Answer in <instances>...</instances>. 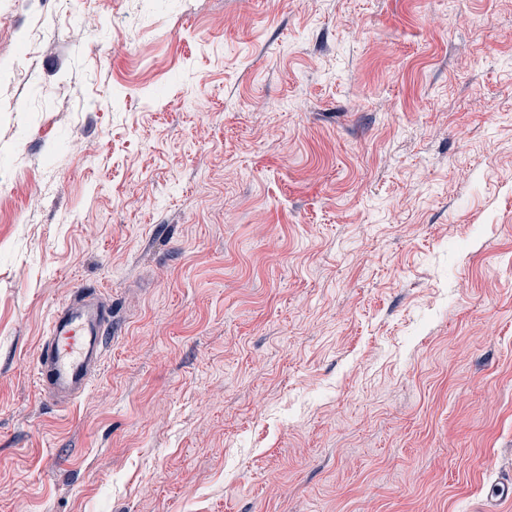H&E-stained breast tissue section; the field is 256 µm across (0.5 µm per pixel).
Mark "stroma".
Masks as SVG:
<instances>
[{
	"label": "stroma",
	"mask_w": 512,
	"mask_h": 512,
	"mask_svg": "<svg viewBox=\"0 0 512 512\" xmlns=\"http://www.w3.org/2000/svg\"><path fill=\"white\" fill-rule=\"evenodd\" d=\"M112 308L76 404L52 312ZM512 475V0H0V512H485ZM111 329L109 309L94 296H74L58 306L36 351L40 395L60 408L80 398L99 370Z\"/></svg>",
	"instance_id": "1"
}]
</instances>
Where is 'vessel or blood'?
Instances as JSON below:
<instances>
[{"mask_svg": "<svg viewBox=\"0 0 512 512\" xmlns=\"http://www.w3.org/2000/svg\"><path fill=\"white\" fill-rule=\"evenodd\" d=\"M111 328L109 309L94 296H74L58 306L36 351L40 395L60 408L80 398L102 363Z\"/></svg>", "mask_w": 512, "mask_h": 512, "instance_id": "vessel-or-blood-1", "label": "vessel or blood"}]
</instances>
